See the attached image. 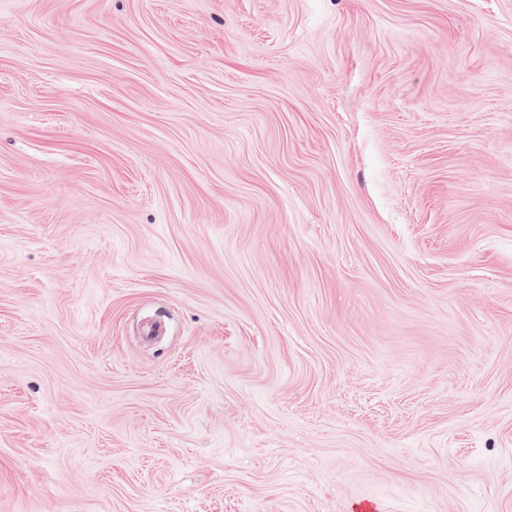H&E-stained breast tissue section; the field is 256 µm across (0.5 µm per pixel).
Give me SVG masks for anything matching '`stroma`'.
<instances>
[{"label": "stroma", "mask_w": 512, "mask_h": 512, "mask_svg": "<svg viewBox=\"0 0 512 512\" xmlns=\"http://www.w3.org/2000/svg\"><path fill=\"white\" fill-rule=\"evenodd\" d=\"M512 512V0H0V512Z\"/></svg>", "instance_id": "obj_1"}]
</instances>
